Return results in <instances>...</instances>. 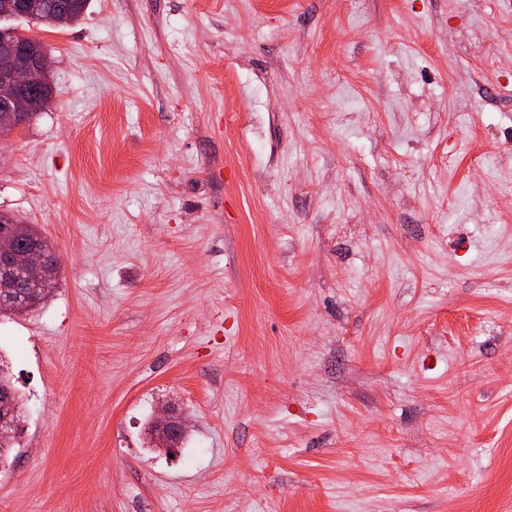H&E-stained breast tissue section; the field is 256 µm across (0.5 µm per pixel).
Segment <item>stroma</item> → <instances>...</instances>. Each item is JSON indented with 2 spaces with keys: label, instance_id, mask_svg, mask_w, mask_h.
<instances>
[{
  "label": "stroma",
  "instance_id": "35a3bbf8",
  "mask_svg": "<svg viewBox=\"0 0 512 512\" xmlns=\"http://www.w3.org/2000/svg\"><path fill=\"white\" fill-rule=\"evenodd\" d=\"M0 213V512H512V0H90ZM187 422L153 445L158 406ZM44 252L40 249H33L26 255L22 277L27 288H39L44 278L45 269ZM2 415L16 419L18 425L21 423L22 415L16 389L9 374L0 368V417Z\"/></svg>",
  "mask_w": 512,
  "mask_h": 512
}]
</instances>
